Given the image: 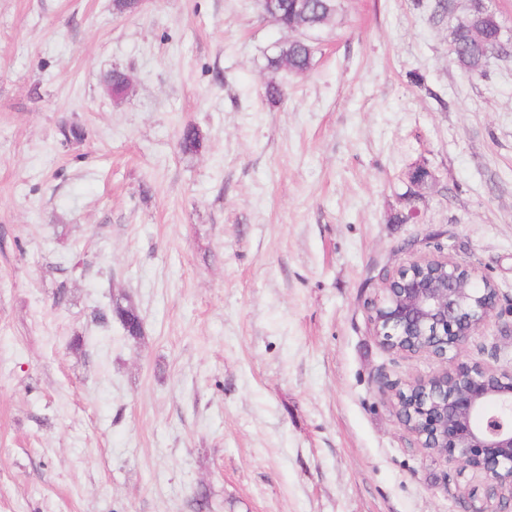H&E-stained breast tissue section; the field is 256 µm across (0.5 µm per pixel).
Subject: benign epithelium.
I'll return each instance as SVG.
<instances>
[{"label":"benign epithelium","mask_w":512,"mask_h":512,"mask_svg":"<svg viewBox=\"0 0 512 512\" xmlns=\"http://www.w3.org/2000/svg\"><path fill=\"white\" fill-rule=\"evenodd\" d=\"M476 268L449 257L413 260L383 281L370 322L387 350L451 359V370L418 380L395 397L409 403L396 411L418 447L459 471L483 479L468 493V512H506L512 505V366L493 368L461 360L498 305Z\"/></svg>","instance_id":"7a95c632"}]
</instances>
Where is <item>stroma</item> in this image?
I'll return each mask as SVG.
<instances>
[{"label":"stroma","instance_id":"obj_1","mask_svg":"<svg viewBox=\"0 0 512 512\" xmlns=\"http://www.w3.org/2000/svg\"><path fill=\"white\" fill-rule=\"evenodd\" d=\"M451 3L337 0L288 75L257 0H0V512H466L392 407L444 362L369 319L447 256L499 292L467 359L512 362V57L464 74ZM313 57V46L305 42H288L280 45L277 53L268 62L273 68H283L293 74H302L311 68ZM116 299L112 301V306L109 309L110 319L115 318L121 325L124 335L127 339L137 341L141 339L144 334L142 320L136 311V308L130 304L126 299ZM109 316L105 312L98 313V319L101 323L106 324L109 321ZM129 324L130 327L125 329L123 324Z\"/></svg>","mask_w":512,"mask_h":512}]
</instances>
